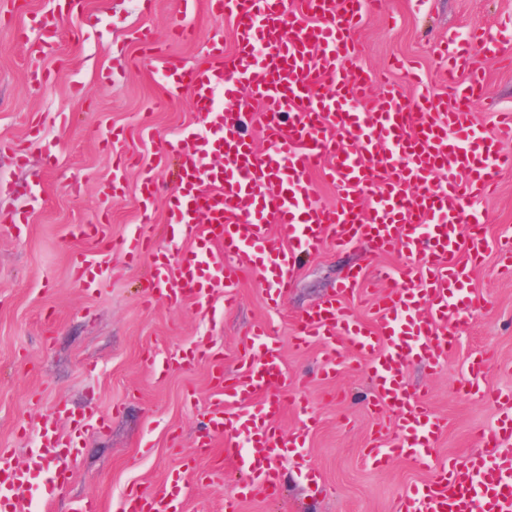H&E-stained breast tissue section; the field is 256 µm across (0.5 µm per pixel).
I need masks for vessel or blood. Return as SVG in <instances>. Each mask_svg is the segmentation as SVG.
<instances>
[{
    "instance_id": "vessel-or-blood-1",
    "label": "vessel or blood",
    "mask_w": 512,
    "mask_h": 512,
    "mask_svg": "<svg viewBox=\"0 0 512 512\" xmlns=\"http://www.w3.org/2000/svg\"><path fill=\"white\" fill-rule=\"evenodd\" d=\"M376 0H207L213 16L234 22L237 49L225 54L212 40L207 58L185 70H169L166 92L190 90L202 128H187L160 143L159 158H174L179 191L167 202V221L189 248L156 245L143 236L113 239L106 225L85 224L78 234L86 249L72 256L77 282L99 287L102 264L113 251L149 263L148 300L177 307H207L214 295L225 306L237 301L244 271H251L270 301L293 285L297 264L323 243L337 249L400 250L407 260L385 271L387 292L374 304L375 320L361 318L347 302L365 288L367 271L349 269L336 294L296 322L295 345L319 343L326 356L325 378L336 376L344 353L361 355L374 387V404L394 410L398 424L389 444L375 443L366 457L383 467L406 455L432 480L411 486L399 512H512V391L483 383L490 360L481 353L464 369L462 391L504 407L484 432L483 456L438 461L442 422L423 399L411 393L405 363L436 367L453 353L455 326L463 310L464 272L489 249L480 204L512 155L499 143L512 138V113L500 115L492 135L473 132V106L483 95L481 78L468 71L480 33L460 40L448 58L444 100L418 88L414 110L405 109L393 89L381 102L368 93L371 74L360 64L354 32L373 12ZM81 0H58L57 12L42 18L31 45L33 58L57 54L59 23L77 12ZM224 107H216V96ZM260 108L265 148L256 151L244 124L245 107ZM221 165H213V157ZM336 184L333 206L311 199L314 171ZM142 218H149L160 195L151 170L140 183ZM249 346L256 357L242 372L225 374L224 359L209 343L194 345L180 362L212 367L222 395L196 439L198 449L223 441L246 478L224 504L236 512L245 497L269 500L280 494L278 463L301 465L308 424L283 437L277 421L285 401L275 395L287 384L288 369L275 340L253 327ZM28 465L0 448V512H20L19 498L35 468L46 459L68 461L77 449L71 438L47 426ZM190 472L159 489L132 488L119 512H186Z\"/></svg>"
}]
</instances>
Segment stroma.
<instances>
[{
  "mask_svg": "<svg viewBox=\"0 0 512 512\" xmlns=\"http://www.w3.org/2000/svg\"><path fill=\"white\" fill-rule=\"evenodd\" d=\"M54 7L53 0H0V214L31 212L29 223L0 230V448L25 462L38 443L41 415L65 407L66 415L56 421L64 434L69 416L93 412L108 427L87 428L78 439L73 472L56 486L52 512H72L81 502L109 512L130 487L157 489L171 473L190 467L198 476L186 512H224L225 497L243 476L232 461L221 459L220 449L206 456L195 451L216 393L211 372L204 365L169 367L165 360L204 338L221 346L225 372H238L248 331L261 322L274 336L289 377L303 381L302 387L280 389L287 407L279 428L287 435L300 426L293 402L305 397L316 423L303 454L322 483L308 484L292 463L282 462L279 499H247L238 512H397L401 493L432 474L406 458L383 470L366 460L374 437L396 429L395 412L371 407L373 390L361 357L351 356L328 380L322 348L295 350L291 336L297 317L332 294L347 269L363 263L372 273L349 301L360 317L373 318L372 297L384 289L376 272L402 264L403 256L393 251L369 261L364 249L325 245L303 259L293 288L276 307L251 277L229 310L220 300L206 311L144 303L148 267L120 252L110 255L100 289L84 291L71 273V256L82 247L71 225L104 221L113 238L140 232L160 244L177 235L165 215L166 199L177 187L157 148L198 126L200 115L190 94L167 97L165 71L146 57L138 30L152 28L158 49L185 67L204 59L216 35L225 53H232L235 32L230 19L215 20L201 4L194 38L171 41L178 0H85L84 18L61 23L60 51L43 62L56 79L40 87L28 79L31 60L19 30ZM473 30L505 51L499 57L478 50L472 57L485 84L475 127L488 134L497 113L512 111V64L505 59L512 53V0H382L356 41L367 69L402 60L388 82L408 106L411 73L419 72L433 95L443 94L446 64L437 47ZM106 128L119 133L113 143L100 136ZM33 129L39 132L34 141ZM130 153L140 162L128 167L123 191L102 198V183ZM145 165L154 168L165 193L147 222L138 208ZM481 208L489 239L512 237V170L501 173ZM466 301L470 308L457 325L455 353L435 369L417 361L404 367L412 389L445 425L436 447L443 460L482 451L478 435L502 411L460 392L459 372L468 358L491 354L485 385L512 389V277L499 274L495 251L471 270ZM219 467L223 480L210 478Z\"/></svg>",
  "mask_w": 512,
  "mask_h": 512,
  "instance_id": "1",
  "label": "stroma"
}]
</instances>
